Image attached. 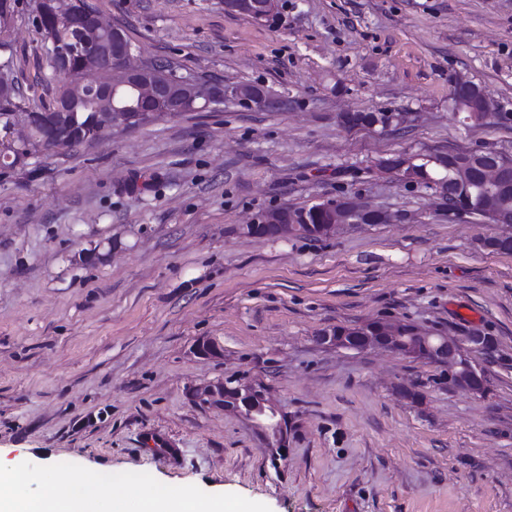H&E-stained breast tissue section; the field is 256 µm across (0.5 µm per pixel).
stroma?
I'll return each instance as SVG.
<instances>
[{
    "mask_svg": "<svg viewBox=\"0 0 512 512\" xmlns=\"http://www.w3.org/2000/svg\"><path fill=\"white\" fill-rule=\"evenodd\" d=\"M92 2L142 56L288 105L229 102L0 167V459L262 512H512V255L476 245L499 225L449 221L433 189L378 165L512 155V0H280L261 22L224 0ZM34 9L20 0L7 36L33 100L50 71ZM455 74L486 88L497 124L449 111ZM388 109L408 113L405 132L339 122ZM343 195L409 221L318 240L241 231ZM376 320L489 336L487 392L452 388L428 360L318 341ZM207 338L220 356L196 353ZM217 380L264 387L288 419L286 458L245 417L191 399ZM416 161V158L405 156L394 159H383L379 164L385 168L396 167L405 185H417L420 177L417 174V168L414 166Z\"/></svg>",
    "mask_w": 512,
    "mask_h": 512,
    "instance_id": "obj_1",
    "label": "stroma"
}]
</instances>
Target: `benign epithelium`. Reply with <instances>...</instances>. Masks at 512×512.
I'll return each instance as SVG.
<instances>
[{
	"label": "benign epithelium",
	"instance_id": "1",
	"mask_svg": "<svg viewBox=\"0 0 512 512\" xmlns=\"http://www.w3.org/2000/svg\"><path fill=\"white\" fill-rule=\"evenodd\" d=\"M74 0H39L36 15L50 16L56 25L76 27L84 33L91 34L92 44L88 55L95 65L86 72L83 79L75 86L66 85L59 97L55 112L49 117L36 118L33 112H23V127L20 130L5 129V136L0 139L1 154H16L18 164L26 163L31 155L23 153L28 145L35 124L41 126L43 145L50 152L64 150L76 137L75 130L63 121L68 111L70 100L81 92H97L102 96L121 88H133L143 102H151L170 93L168 76L149 68L138 55L127 48L120 54L112 55V42L119 40V34L112 30V24L100 14H81L73 7ZM276 0H224V10L248 15L255 19H264L275 10ZM47 46L51 58V66L59 77L67 76L69 70V48L48 36ZM181 82L190 86L191 94L176 96L169 108L172 113L186 109L207 110L223 106V101L232 99L256 111H276L287 105V100L273 91L262 88L245 92L242 88L217 87L210 82L195 81L188 77ZM452 94L448 97V109L463 115V120L475 124L483 112L497 110L495 102L479 84L462 76L455 75L450 80ZM140 119L136 112H102L100 113L101 131L106 132L114 126L132 127L133 122ZM406 112H383L375 116L377 126H402L408 122ZM416 159L405 156L394 159H383L380 166L395 167L399 170L401 180L406 185L418 184L419 176L414 166ZM473 168L479 178L489 186H497L512 178V164H505L500 156L481 151L474 155ZM437 197L442 204L448 205V220L451 222H470L476 210L461 203L449 201L445 192L436 189ZM321 208L332 212L333 222L317 225L318 231L325 238L332 237L337 230L346 224L358 223V217L365 214H377L386 224H403L407 216L403 212L392 213L379 209L368 202H356L350 197H336L322 201ZM482 214L491 224H499L510 228L489 241H478L477 246L484 250L512 246V213L499 208L497 202L491 201L482 210ZM305 224L290 223V215L277 208L256 214L250 223L242 226L247 235L261 234L266 237L286 239L296 237L304 229ZM380 335L373 336L369 332L362 333L363 348L388 351L401 348L410 357L420 355V343H425V356L430 361L448 369V383L473 395L485 392L486 377L477 357L483 353L486 337L469 333L465 336L435 335L404 336L402 323L390 320L378 322ZM191 396L197 403L210 407H222L245 416L254 421L276 442L277 447L284 446L286 436L285 417L274 403L259 387L250 383L230 386L219 380L199 385L192 389Z\"/></svg>",
	"mask_w": 512,
	"mask_h": 512
}]
</instances>
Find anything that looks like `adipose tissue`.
<instances>
[{"label": "adipose tissue", "mask_w": 512, "mask_h": 512, "mask_svg": "<svg viewBox=\"0 0 512 512\" xmlns=\"http://www.w3.org/2000/svg\"><path fill=\"white\" fill-rule=\"evenodd\" d=\"M37 474L0 464V512H243L223 493L204 498L189 487L172 496H158L138 487L120 498L107 491L87 496L72 488L48 485L33 490Z\"/></svg>", "instance_id": "ef3b65f1"}]
</instances>
